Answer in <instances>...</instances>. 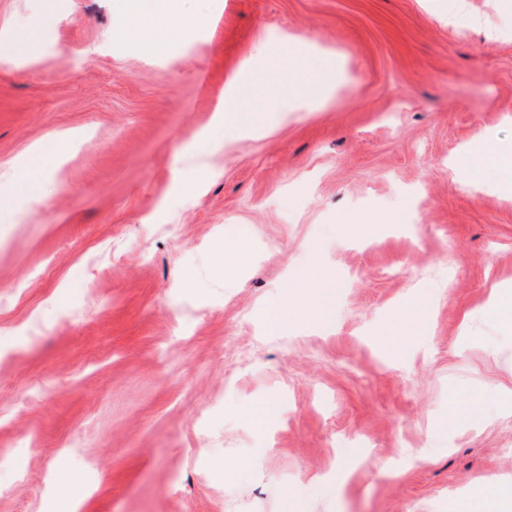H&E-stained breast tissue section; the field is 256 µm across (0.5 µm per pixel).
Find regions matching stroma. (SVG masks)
Instances as JSON below:
<instances>
[{
	"instance_id": "35a3bbf8",
	"label": "stroma",
	"mask_w": 512,
	"mask_h": 512,
	"mask_svg": "<svg viewBox=\"0 0 512 512\" xmlns=\"http://www.w3.org/2000/svg\"><path fill=\"white\" fill-rule=\"evenodd\" d=\"M447 3L179 0L156 44L125 0H0V512H491L512 193L452 159L512 146V0L459 24ZM261 49L244 106L266 130L225 141L213 116ZM328 58L323 93L280 100ZM315 267L330 282L270 332L265 302ZM475 394L485 420L446 426Z\"/></svg>"
}]
</instances>
